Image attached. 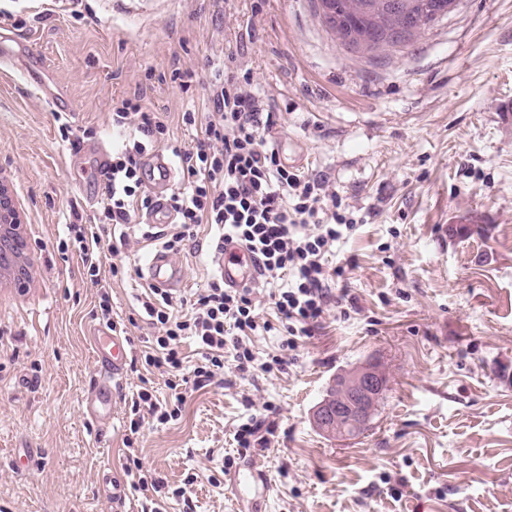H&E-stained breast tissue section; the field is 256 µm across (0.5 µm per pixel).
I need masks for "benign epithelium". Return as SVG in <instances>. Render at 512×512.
<instances>
[{"label":"benign epithelium","instance_id":"7a95c632","mask_svg":"<svg viewBox=\"0 0 512 512\" xmlns=\"http://www.w3.org/2000/svg\"><path fill=\"white\" fill-rule=\"evenodd\" d=\"M386 386V373L377 361L340 372L330 382L323 399L312 409L310 421L326 436L350 439L352 435L341 434L336 430L340 406H345L348 412L347 421L351 429L357 431L368 422L372 409Z\"/></svg>","mask_w":512,"mask_h":512}]
</instances>
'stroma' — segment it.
<instances>
[{
  "mask_svg": "<svg viewBox=\"0 0 512 512\" xmlns=\"http://www.w3.org/2000/svg\"><path fill=\"white\" fill-rule=\"evenodd\" d=\"M44 58L60 95L0 73V167L15 169L35 226L39 292L0 315V512H142L99 494L125 487V455L187 487L194 512H512V0H459L406 47L369 56L336 39L313 0H0V38ZM248 63L282 107V162L326 179L358 222L337 244L353 260L359 310L329 308L314 335L281 351L283 370L189 392L178 420L144 419L133 449L126 369L105 429L82 402L96 382L85 341L101 291L129 345L151 335L139 273L155 247L140 223L127 250L100 248V285L63 249L74 218L94 224L97 143L112 144V104L142 93L172 139L184 112L212 104L206 60ZM73 111L69 142L59 114ZM85 150L69 155L70 141ZM473 228L449 237L463 219ZM185 248L181 296L214 279L215 244ZM379 361L388 390L368 431L339 441L311 421L337 373ZM255 405L246 409L243 396ZM275 408L268 447L239 457L234 432ZM34 449L30 467L15 461ZM234 458L224 470L225 458ZM261 475L241 489L236 473Z\"/></svg>",
  "mask_w": 512,
  "mask_h": 512,
  "instance_id": "35a3bbf8",
  "label": "stroma"
}]
</instances>
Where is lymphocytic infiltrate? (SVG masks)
<instances>
[{
    "label": "lymphocytic infiltrate",
    "mask_w": 512,
    "mask_h": 512,
    "mask_svg": "<svg viewBox=\"0 0 512 512\" xmlns=\"http://www.w3.org/2000/svg\"><path fill=\"white\" fill-rule=\"evenodd\" d=\"M251 70L236 58L215 69L211 83L213 110L206 120L186 112V127L199 128L193 144L170 142L167 124L147 111L139 99L125 98L112 106V122L127 135L112 149L106 173L105 202L100 223L122 226L137 212L149 209L143 190L141 157L164 146L178 160L185 185L171 198L179 222L165 235L164 246L182 250L196 241V229H215V243L235 239L253 259L257 286L227 288L212 282L191 297L173 301L159 289L141 297V310L155 335L143 338L138 357L146 367L166 373L167 398L139 387L131 400V434L148 416L161 424L177 420L191 389L214 383L232 359L238 374L282 370L281 355L258 361L254 337L278 332L282 348L293 350L310 335L332 299V286L346 276L345 266H330L337 242L352 233L357 221L341 210L323 180L283 164L267 137L281 120L279 107L252 88ZM271 305L273 319L261 318L259 299ZM196 345L197 361L186 368L182 345ZM124 471L132 491L152 493L149 512H167L169 497L182 498L185 488L163 496L164 482L148 479L137 456L127 455Z\"/></svg>",
    "instance_id": "f902f5d3"
}]
</instances>
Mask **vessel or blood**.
Instances as JSON below:
<instances>
[{
	"instance_id": "obj_1",
	"label": "vessel or blood",
	"mask_w": 512,
	"mask_h": 512,
	"mask_svg": "<svg viewBox=\"0 0 512 512\" xmlns=\"http://www.w3.org/2000/svg\"><path fill=\"white\" fill-rule=\"evenodd\" d=\"M45 63L34 49H27L25 58H18L10 51L0 49V70L11 71L23 80L36 81L44 70ZM144 166L149 173L148 188L152 205L141 220L154 229H165L174 223L176 213L169 201L175 171L168 155L161 150L146 156ZM213 264L226 285L241 287L255 281L257 270L254 263L244 255L241 248L231 240L225 241L213 257ZM149 287H182V267L174 255L163 247L151 250L142 272ZM99 380L83 401V412L97 422L108 424L112 421V406L120 388V380L127 363L125 337L117 333L111 324L91 323L85 331Z\"/></svg>"
}]
</instances>
